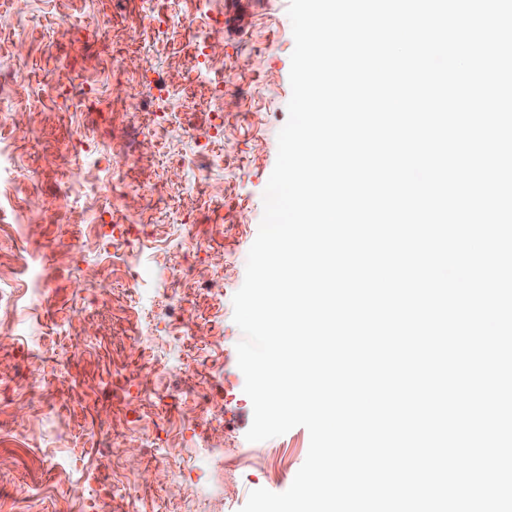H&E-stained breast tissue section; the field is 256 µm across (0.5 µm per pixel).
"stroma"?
Returning <instances> with one entry per match:
<instances>
[{
    "mask_svg": "<svg viewBox=\"0 0 512 512\" xmlns=\"http://www.w3.org/2000/svg\"><path fill=\"white\" fill-rule=\"evenodd\" d=\"M288 5L97 0L90 10L84 0H0L10 193L40 210L21 236L0 215V294L17 301L0 314V512H240L255 489L286 491L303 465L304 427L246 439L253 408L232 302L288 118ZM213 20L219 99L197 76L194 48ZM77 77L90 97L70 91ZM156 81L162 93L142 101ZM77 128L100 156L88 174L99 191L79 202L63 193ZM192 155L205 168L183 167ZM121 159L130 189L116 198L107 168ZM101 219L120 232L129 220L144 224L141 280L127 279L111 240L75 250ZM23 248L47 286L34 304L16 271ZM175 308L194 320L181 345ZM215 373L224 380L216 416L199 397ZM146 427L157 449L147 448ZM176 470L190 480H173Z\"/></svg>",
    "mask_w": 512,
    "mask_h": 512,
    "instance_id": "1",
    "label": "stroma"
}]
</instances>
